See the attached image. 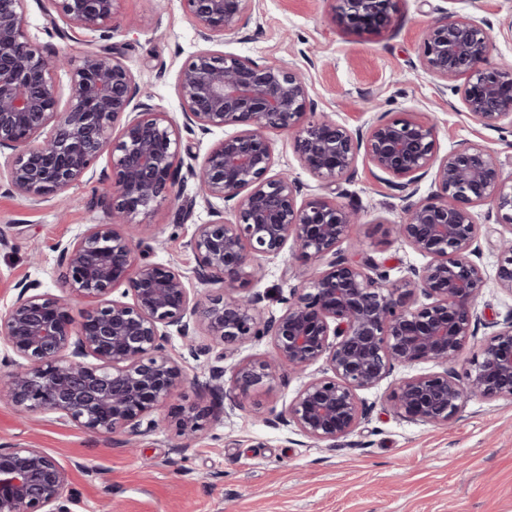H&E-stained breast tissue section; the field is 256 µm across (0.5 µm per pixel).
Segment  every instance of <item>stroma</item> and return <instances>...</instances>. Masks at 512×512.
Wrapping results in <instances>:
<instances>
[{"mask_svg": "<svg viewBox=\"0 0 512 512\" xmlns=\"http://www.w3.org/2000/svg\"><path fill=\"white\" fill-rule=\"evenodd\" d=\"M441 7L452 16L482 19L492 33L491 61H512V37L506 33L512 0H403L395 26L379 36L351 34L335 25L328 0H255L248 26L214 47L296 66L311 85L316 111L350 129L367 128L384 113L412 112L436 123L439 154L463 143L482 144L510 172L512 134L477 123L454 89L435 88L414 69L427 26ZM115 23L108 39L78 28L61 32L48 24L39 0H28L24 29L49 57L113 49L149 89L152 111L180 116L178 72L205 47L180 0H118ZM271 138L277 168L297 178L303 195L323 193L357 210L358 223L339 245L342 254L372 259L394 279L423 264L392 230L404 220L408 204L394 178L361 160L353 174L326 187L301 167L289 135L275 132ZM92 171L70 188L72 205L58 196L31 202L0 180V314L14 302L19 284L60 294L57 243L73 240L87 225L108 223L96 194L98 178L111 172L109 157L101 156ZM198 195L196 180L186 178L177 201L162 202L144 216L153 261L192 272L196 260L190 241L197 225L212 221V209L225 207L218 199L199 202ZM189 198L197 205L185 217L179 203ZM510 237L508 226L480 227L479 262L487 282L476 303V334L460 354L457 371L468 368L490 333L489 322L512 317V294L496 283L499 245ZM257 264L261 272L251 288L264 294L266 314L276 316L283 310L280 296L320 269L313 261L289 267L284 254ZM233 350L223 363L228 402L188 451L178 448L175 420L184 408L214 405V398L198 389L214 362L184 356L177 338L168 353L181 358L188 381L153 412L154 433L131 444L119 435L94 437L51 412L19 420L0 400V448H40L56 458L69 471L74 512H512V402L473 397L450 423L423 424L393 415L387 402L393 379H386L361 392L367 416L354 431L317 442L295 426L263 418L287 409L301 377L281 374L241 406H231L236 362L264 357L271 343L254 339Z\"/></svg>", "mask_w": 512, "mask_h": 512, "instance_id": "1", "label": "stroma"}]
</instances>
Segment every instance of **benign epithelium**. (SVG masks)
<instances>
[{
  "label": "benign epithelium",
  "instance_id": "7a95c632",
  "mask_svg": "<svg viewBox=\"0 0 512 512\" xmlns=\"http://www.w3.org/2000/svg\"><path fill=\"white\" fill-rule=\"evenodd\" d=\"M27 0H0V154L6 177L22 197L38 202L66 193L109 153L111 175L101 181L110 222L90 224L57 245L66 296L19 286L0 315V341L10 370L0 396L17 415L49 411L93 435L136 438L154 431L151 412L188 381L167 353L173 337L193 357L267 337L271 353L234 365L244 397L282 370L306 374L323 361L288 405V422L306 437L328 442L351 433L364 416L358 392L377 387L398 366L427 361L440 370L402 377L389 394L397 416L425 424L449 422L471 397L512 402V317L492 332L464 375L455 363L473 336L475 302L486 285L478 254L475 208L512 227V172L494 150L465 143L438 154L437 127L411 113L380 117L362 131L315 117L305 75L287 64L203 49L179 71L175 90L183 123L138 101L141 88L116 53L86 52L69 64L62 99L57 69L23 29ZM50 23L112 32L117 0H50ZM254 0H182L199 37L235 34L251 18ZM333 23L356 34L379 35L400 12V0H329ZM492 36L475 17L439 10L419 48L418 65L434 85L456 89L468 114L487 128H512V63L488 62ZM235 134L212 146L188 172L205 204L235 202L196 227L190 246L193 277L149 259L140 216L177 198L184 180L182 130ZM270 131L292 136L301 166L329 186L355 171L359 157L398 180L404 190L434 174L433 196L412 202L397 236L426 258L410 274L390 279L373 262L337 255L357 221L353 210L326 195L300 198L287 171L273 172ZM289 252L288 267L314 260L322 269L303 288L280 298L283 311L265 317L264 295L251 291L257 256ZM219 291L200 298L191 280ZM499 288L512 295V239L502 243ZM120 296H114L115 291ZM426 302L416 304V296ZM87 302L72 326L69 303ZM224 395V368L200 384ZM190 407L178 418L184 446L210 419ZM68 470L41 448H0V512H72Z\"/></svg>",
  "mask_w": 512,
  "mask_h": 512
}]
</instances>
